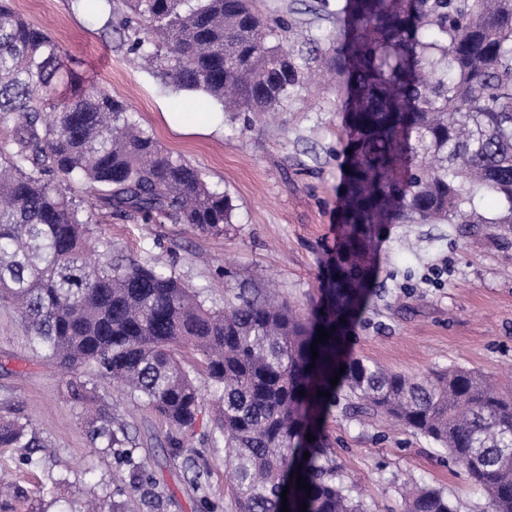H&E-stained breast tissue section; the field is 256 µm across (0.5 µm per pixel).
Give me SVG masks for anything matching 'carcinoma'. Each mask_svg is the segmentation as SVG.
<instances>
[{"label":"carcinoma","instance_id":"1","mask_svg":"<svg viewBox=\"0 0 512 512\" xmlns=\"http://www.w3.org/2000/svg\"><path fill=\"white\" fill-rule=\"evenodd\" d=\"M123 3L129 52L167 87L201 92L226 112L283 111L307 90L315 61L336 74L343 150L352 153L335 279L306 317L255 285L229 288L224 309L213 310L172 274L112 262L110 242L90 249L99 214L71 194L72 182L113 215L203 234L224 231L234 206L163 149L124 101L81 84L48 31L0 0V298L16 309L29 348L72 374L97 369L151 409L178 450L202 402L182 352L201 356L210 441L223 444L238 512H281L286 488L289 512H367L318 436L342 396L360 416L431 440L492 512H512L511 392L464 368L408 376L343 348L373 294L383 225L512 232V0H343L336 10L317 0L314 13L336 29L301 41L292 22H269L257 0ZM486 193L502 203L496 216L476 208ZM320 327L328 338L314 359ZM71 396L95 402L85 382ZM87 424L92 445L127 467L130 493L151 483L110 411L91 409ZM44 447L28 423L0 419V448ZM299 475L311 492L296 488ZM405 512L458 509L420 485Z\"/></svg>","mask_w":512,"mask_h":512}]
</instances>
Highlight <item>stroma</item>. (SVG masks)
I'll return each instance as SVG.
<instances>
[{"mask_svg":"<svg viewBox=\"0 0 512 512\" xmlns=\"http://www.w3.org/2000/svg\"><path fill=\"white\" fill-rule=\"evenodd\" d=\"M314 0H259L263 14L291 17L298 30L321 33L332 21L314 14ZM17 13L44 26L69 55L86 85L123 99L167 151L197 167L234 205L223 234L183 224H146L135 215L101 213L90 247L112 243V256L172 271L201 289L206 306L224 307L234 281L254 279L302 309L321 300L336 253L342 148L341 101L334 81L316 71L315 88L275 119L242 113L206 133H180L168 112L211 111L202 94L164 86L128 51L126 32L106 26L121 0H12ZM379 290L352 325L347 352L391 370L418 375L450 366L512 386V235L483 224H394L378 243ZM70 378L32 353L14 310L0 305V416L26 421L51 452L0 448V478L15 484L16 512H82L99 500L105 512H235L224 451L211 447V409L203 407L186 450L168 448L166 426L147 407L123 401L108 380L93 375L101 401L123 421L138 459L152 475L137 496L111 451L92 450L85 415L69 394ZM323 445L352 496L369 512H404L412 482L443 491L458 512H485L487 501L466 474L449 465L432 441L385 420L333 408L319 426ZM207 469L202 485L194 467ZM52 495L39 497L49 480Z\"/></svg>","mask_w":512,"mask_h":512,"instance_id":"1","label":"stroma"}]
</instances>
